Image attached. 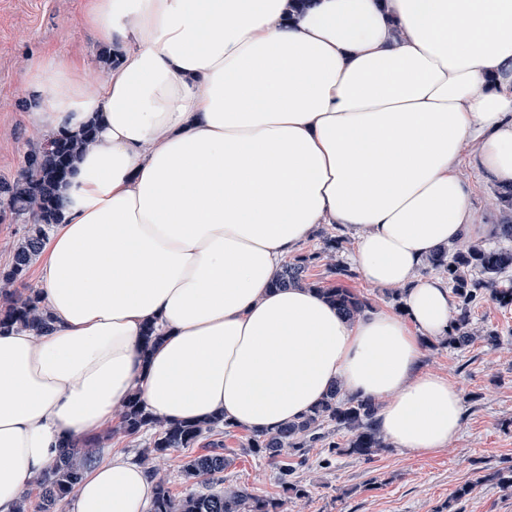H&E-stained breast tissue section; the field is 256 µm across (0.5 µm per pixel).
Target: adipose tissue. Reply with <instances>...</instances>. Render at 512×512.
I'll list each match as a JSON object with an SVG mask.
<instances>
[{"mask_svg": "<svg viewBox=\"0 0 512 512\" xmlns=\"http://www.w3.org/2000/svg\"><path fill=\"white\" fill-rule=\"evenodd\" d=\"M79 22L115 64L93 86L50 53L28 85L44 137L95 141L42 250L52 328L0 333V512L135 392L162 420L273 432L338 384L381 400L396 447L446 448L460 390L422 370L419 337L447 335L453 297L419 269L483 233L461 166L512 185V0H85ZM321 224L354 236L367 282L404 288L401 311L350 321L273 287ZM153 493L115 456L72 512Z\"/></svg>", "mask_w": 512, "mask_h": 512, "instance_id": "obj_1", "label": "adipose tissue"}]
</instances>
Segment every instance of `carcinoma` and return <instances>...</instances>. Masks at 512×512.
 <instances>
[{
  "instance_id": "obj_1",
  "label": "carcinoma",
  "mask_w": 512,
  "mask_h": 512,
  "mask_svg": "<svg viewBox=\"0 0 512 512\" xmlns=\"http://www.w3.org/2000/svg\"><path fill=\"white\" fill-rule=\"evenodd\" d=\"M91 142V134L82 138L59 134L44 139L26 156L20 177L0 184L4 205L12 214H31L35 220L27 225L25 234L14 250L10 266L0 271V292L13 294L11 287L25 278L33 259L39 254L52 226L59 221V187L66 181L77 155ZM494 234L498 244L482 242L453 243L436 249L426 260V269L448 281L456 298L449 321L448 346L464 350L478 334L472 328V314L482 302L490 300L503 307L512 306V288L498 287L502 274L512 269V224H498ZM311 256H297L276 272V288L311 287L319 291L347 319L354 320L368 308V302L351 289L338 284L324 288L309 281ZM51 316L39 305L38 293L19 297L6 309H0V331L14 326L38 332L50 328ZM378 402L371 397L346 396L334 386L326 396L297 421L273 433L253 431L242 447L263 454L277 470V480L285 494L304 497L307 490L296 480V465L306 462L310 449L322 447L331 454H349L366 459L389 447L377 425ZM232 428L229 423L213 420L162 422L151 417L138 396L120 407L117 432L136 436L153 431L149 448L139 460L191 448L206 433ZM344 433V440L335 441V433ZM100 438L93 437L83 448L65 447L56 461L32 478L39 491L34 503L27 494L17 502L15 512H55L58 504L69 497L82 481L87 465L98 454ZM298 459V464L283 460V455ZM230 459L224 455V444L216 442L206 452L190 458L182 467L184 482L202 487L182 497L175 496L169 482L148 470L155 483V493L148 512H284V500L250 493L242 487H221L224 470Z\"/></svg>"
}]
</instances>
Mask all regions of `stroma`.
Wrapping results in <instances>:
<instances>
[{
    "instance_id": "35a3bbf8",
    "label": "stroma",
    "mask_w": 512,
    "mask_h": 512,
    "mask_svg": "<svg viewBox=\"0 0 512 512\" xmlns=\"http://www.w3.org/2000/svg\"><path fill=\"white\" fill-rule=\"evenodd\" d=\"M83 3L0 0V183L19 176L26 154L43 139L31 122L26 92L33 59L44 50H59L86 61L91 82L108 77L94 32L79 23ZM473 321L477 329L496 331L498 345L479 340L460 351L437 339L424 342L423 370L448 376L461 391L464 423L447 448L421 454L391 447L369 461L337 455L327 467L320 464L322 449H311L308 464L297 472L308 495L289 500L287 512H437L464 485L471 492L461 503L462 512H512V493L489 479L512 466V306L482 302ZM245 437L240 428L218 435L231 461L225 484L258 496H282L274 466L244 450ZM209 443L205 437L194 447L151 459L174 495L190 492L180 471Z\"/></svg>"
}]
</instances>
